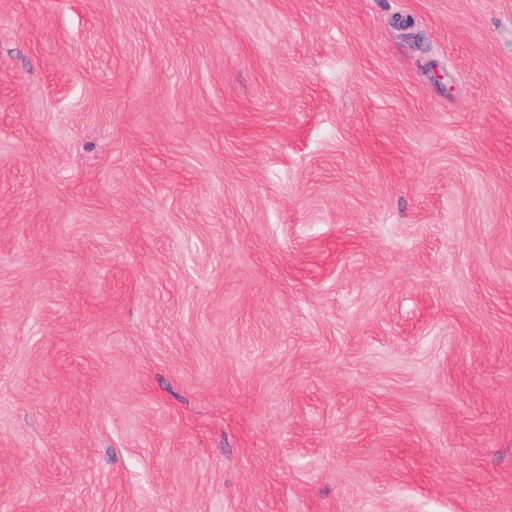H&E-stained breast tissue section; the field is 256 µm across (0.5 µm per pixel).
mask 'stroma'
<instances>
[{
    "label": "stroma",
    "instance_id": "stroma-1",
    "mask_svg": "<svg viewBox=\"0 0 512 512\" xmlns=\"http://www.w3.org/2000/svg\"><path fill=\"white\" fill-rule=\"evenodd\" d=\"M0 502L512 512V0H0Z\"/></svg>",
    "mask_w": 512,
    "mask_h": 512
}]
</instances>
